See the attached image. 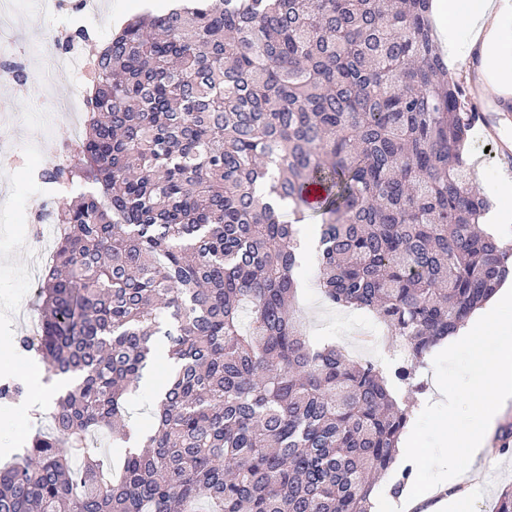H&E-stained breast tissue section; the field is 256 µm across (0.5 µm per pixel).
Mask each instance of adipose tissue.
<instances>
[{
	"label": "adipose tissue",
	"mask_w": 512,
	"mask_h": 512,
	"mask_svg": "<svg viewBox=\"0 0 512 512\" xmlns=\"http://www.w3.org/2000/svg\"><path fill=\"white\" fill-rule=\"evenodd\" d=\"M439 16L468 27L471 37L457 44L443 36V48L450 61L462 62L480 52L489 83L498 91H512V65L503 59L506 45L502 38L497 0H436ZM512 306V284L505 285L495 301L478 310L471 326L450 336L445 351H471L483 367L478 377H463L439 401L444 421L437 433V447H430L417 435H410L404 450L425 459L431 469L428 481L413 492L405 512H472L469 492L463 488V464L487 447V429L497 412L499 397L512 393V325L502 322L498 311ZM492 335L494 348L485 352L484 337ZM447 494L446 508L428 505L437 491Z\"/></svg>",
	"instance_id": "obj_1"
}]
</instances>
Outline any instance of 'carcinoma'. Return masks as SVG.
<instances>
[{
  "label": "carcinoma",
  "instance_id": "carcinoma-1",
  "mask_svg": "<svg viewBox=\"0 0 512 512\" xmlns=\"http://www.w3.org/2000/svg\"><path fill=\"white\" fill-rule=\"evenodd\" d=\"M431 0H196L96 52L37 332L15 347L75 385L53 432L0 467V512H372L432 347L512 277L468 187L472 110ZM316 279L407 348L388 377L294 307L299 226ZM248 307V320L242 309ZM164 341L136 447L123 424ZM106 428L112 462L89 445Z\"/></svg>",
  "mask_w": 512,
  "mask_h": 512
}]
</instances>
